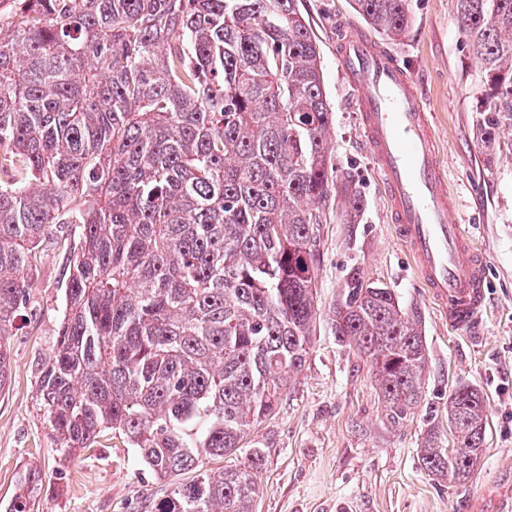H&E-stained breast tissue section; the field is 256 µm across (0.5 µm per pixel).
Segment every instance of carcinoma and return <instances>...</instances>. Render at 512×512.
Returning a JSON list of instances; mask_svg holds the SVG:
<instances>
[{
	"label": "carcinoma",
	"mask_w": 512,
	"mask_h": 512,
	"mask_svg": "<svg viewBox=\"0 0 512 512\" xmlns=\"http://www.w3.org/2000/svg\"><path fill=\"white\" fill-rule=\"evenodd\" d=\"M354 2L387 37L410 24L409 0ZM455 2L489 99L512 98V0ZM17 3L0 27V390L32 251L74 224L65 310L36 380L57 451L117 430L161 484L150 512H255L261 450L217 474L205 465L240 449L306 363L313 205L336 191L349 219L365 206L349 176L333 177L332 112L298 0ZM353 279L331 329L403 413L421 397V310ZM487 421L483 394L460 387L448 400L454 447L429 434L422 468L465 486ZM41 482L24 469L8 512H29Z\"/></svg>",
	"instance_id": "carcinoma-1"
}]
</instances>
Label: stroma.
Segmentation results:
<instances>
[{"label":"stroma","mask_w":512,"mask_h":512,"mask_svg":"<svg viewBox=\"0 0 512 512\" xmlns=\"http://www.w3.org/2000/svg\"><path fill=\"white\" fill-rule=\"evenodd\" d=\"M319 46L333 110L332 161L352 176L365 202L359 223L347 221L339 195L319 203L311 345L274 414L256 424L236 455L209 459L218 472L262 448L256 512H500L512 499V126L494 152L479 127L487 98L484 77L455 0H410L406 31L382 38L405 64L431 112L441 160L458 206L452 219L485 261L487 302L465 329L449 327L417 278L404 243L387 220L382 180L361 131L353 89L336 56L340 25L365 26L354 0H299ZM70 244L41 243L30 275L32 309L8 327L11 377L0 391V507L18 473L39 469L43 485L33 512H147L157 490L127 438L104 433L94 447L67 458L36 402L35 369L55 339L65 308ZM391 288L420 307L427 369L419 403L395 415L386 407L369 362L333 336L328 314L350 273ZM480 390L487 403L485 455L466 487L428 475L419 462L428 432L451 447L448 397L454 388Z\"/></svg>","instance_id":"1"}]
</instances>
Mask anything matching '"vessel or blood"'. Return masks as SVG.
Wrapping results in <instances>:
<instances>
[{
  "label": "vessel or blood",
  "instance_id": "vessel-or-blood-1",
  "mask_svg": "<svg viewBox=\"0 0 512 512\" xmlns=\"http://www.w3.org/2000/svg\"><path fill=\"white\" fill-rule=\"evenodd\" d=\"M338 53L379 166L388 219L449 327L469 326L486 303L484 260L451 219L450 189L413 78L357 26H347Z\"/></svg>",
  "mask_w": 512,
  "mask_h": 512
}]
</instances>
